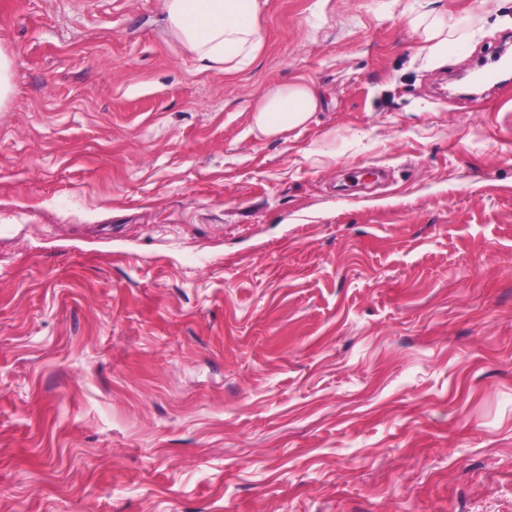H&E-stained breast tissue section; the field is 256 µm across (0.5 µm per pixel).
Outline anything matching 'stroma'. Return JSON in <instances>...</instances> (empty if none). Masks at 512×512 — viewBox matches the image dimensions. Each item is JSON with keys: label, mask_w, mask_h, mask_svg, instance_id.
Segmentation results:
<instances>
[{"label": "stroma", "mask_w": 512, "mask_h": 512, "mask_svg": "<svg viewBox=\"0 0 512 512\" xmlns=\"http://www.w3.org/2000/svg\"><path fill=\"white\" fill-rule=\"evenodd\" d=\"M260 20L227 74L163 0H0V512H512V83L434 93L512 0ZM417 26L423 28L425 42L427 43L426 61L429 64H436L448 59L452 53L457 40L453 38L458 23L447 14L439 13L432 16H423L417 20ZM319 99L309 83H294L270 89L254 109L253 128L272 137L304 125L316 112Z\"/></svg>", "instance_id": "stroma-1"}]
</instances>
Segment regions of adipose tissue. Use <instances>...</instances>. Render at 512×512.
<instances>
[{"mask_svg":"<svg viewBox=\"0 0 512 512\" xmlns=\"http://www.w3.org/2000/svg\"><path fill=\"white\" fill-rule=\"evenodd\" d=\"M164 8L174 36L203 67L242 71L264 44L260 0H164ZM417 24L427 43V62L447 60L456 44L457 22L439 13L420 17ZM318 105L309 83L273 87L256 106L253 127L268 137L280 135L304 125Z\"/></svg>","mask_w":512,"mask_h":512,"instance_id":"obj_1","label":"adipose tissue"}]
</instances>
